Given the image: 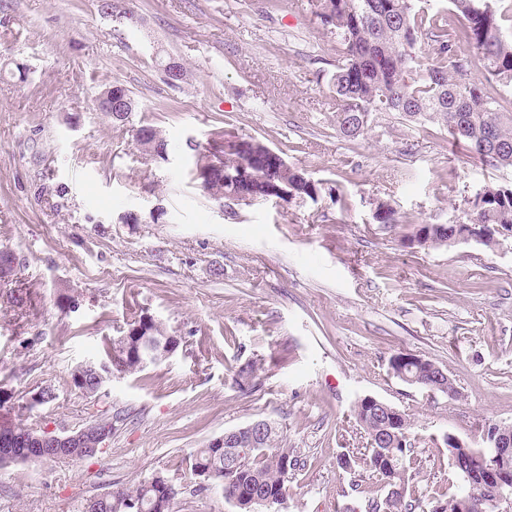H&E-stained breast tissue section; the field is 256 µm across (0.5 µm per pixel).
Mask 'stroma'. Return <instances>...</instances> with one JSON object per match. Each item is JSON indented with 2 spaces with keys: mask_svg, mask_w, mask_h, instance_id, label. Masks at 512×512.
<instances>
[{
  "mask_svg": "<svg viewBox=\"0 0 512 512\" xmlns=\"http://www.w3.org/2000/svg\"><path fill=\"white\" fill-rule=\"evenodd\" d=\"M123 5L135 22L98 0H0V249L16 257L14 280H0V391L12 396L0 419L59 432L125 415L95 459L0 467V512H82L112 488L187 471L196 448L258 419L303 461L270 512L360 507L380 492L353 416L367 395L411 417L417 496L456 495L445 435L476 445L488 425H512V243L403 239L477 188L512 184V169L384 115L340 138L324 106L336 43L309 0ZM162 56L187 68L181 87ZM115 82L137 103L122 124L95 107ZM144 124L167 158L137 146ZM217 127L281 151L327 194L226 213L193 179L194 147ZM379 200L395 227L375 220ZM140 313L177 350L112 375L98 396L75 389L72 370L102 360L104 340ZM400 351L446 370L456 397L394 377ZM248 360L244 391L235 370ZM44 388L53 400L28 409Z\"/></svg>",
  "mask_w": 512,
  "mask_h": 512,
  "instance_id": "stroma-1",
  "label": "stroma"
}]
</instances>
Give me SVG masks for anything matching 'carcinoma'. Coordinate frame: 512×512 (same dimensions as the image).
Masks as SVG:
<instances>
[{
    "label": "carcinoma",
    "mask_w": 512,
    "mask_h": 512,
    "mask_svg": "<svg viewBox=\"0 0 512 512\" xmlns=\"http://www.w3.org/2000/svg\"><path fill=\"white\" fill-rule=\"evenodd\" d=\"M320 25L336 39V64L329 88L328 109L335 114L336 132L355 140L372 129L377 115H393L417 125L442 128L448 139L482 165L512 168V112H501L491 91L512 89V37L504 34L503 14L496 0H449L459 23L448 14L417 5L416 0H310ZM426 42L434 56L426 62L416 55V46ZM476 50V55L466 49ZM480 74H475V71ZM197 182L214 199H224V174L207 179L194 169ZM275 184L296 200H315L321 184L302 169L280 170ZM480 228L477 244L493 249L512 241V185L487 184L463 204L448 209L444 224H419L407 238L410 247L455 245L460 227ZM148 337L164 345L169 336L163 324L143 314L128 323L114 341L127 352L112 361V372L132 373L151 362L148 353H138ZM389 370L397 377L438 374L442 368L412 353L397 352L389 358ZM255 366L246 361L236 369L242 389L252 385ZM354 418L374 441L389 429L395 433L378 447L369 448V467L384 488V494L366 501L371 512H416L415 476L408 473L411 452L410 417L393 407L380 417L366 400L353 410ZM280 430L266 436L259 448L249 452L236 469L224 466V449L207 444L192 454V475L214 481L224 498L239 502V512H253L255 495L279 504L288 497V476L299 466L296 450L286 446ZM449 463L461 474L460 492L447 502L430 506V512H473V503L487 493L488 442L481 446L444 440ZM191 483L182 477L158 474L134 488H117L99 498L95 512H172L179 496Z\"/></svg>",
    "instance_id": "cac0c4a2"
}]
</instances>
